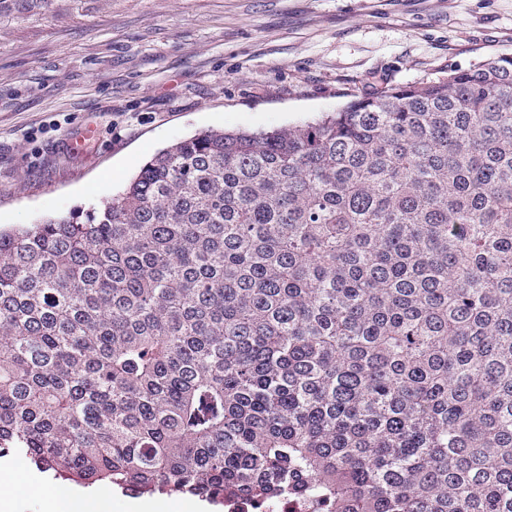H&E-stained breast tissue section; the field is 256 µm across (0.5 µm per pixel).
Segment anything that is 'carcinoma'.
I'll use <instances>...</instances> for the list:
<instances>
[{"mask_svg":"<svg viewBox=\"0 0 512 512\" xmlns=\"http://www.w3.org/2000/svg\"><path fill=\"white\" fill-rule=\"evenodd\" d=\"M2 450L84 487L512 512V54L202 132L0 232Z\"/></svg>","mask_w":512,"mask_h":512,"instance_id":"1","label":"carcinoma"}]
</instances>
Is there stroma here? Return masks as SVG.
<instances>
[{
  "label": "stroma",
  "mask_w": 512,
  "mask_h": 512,
  "mask_svg": "<svg viewBox=\"0 0 512 512\" xmlns=\"http://www.w3.org/2000/svg\"><path fill=\"white\" fill-rule=\"evenodd\" d=\"M512 54V0H52L0 20V230L206 130L296 126Z\"/></svg>",
  "instance_id": "1"
}]
</instances>
